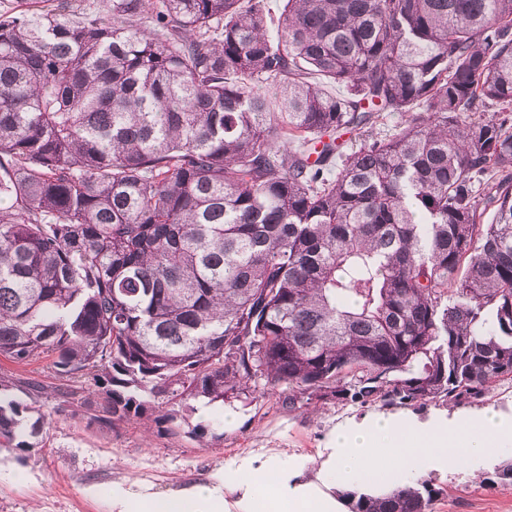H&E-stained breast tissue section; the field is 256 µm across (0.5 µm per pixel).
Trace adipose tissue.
I'll use <instances>...</instances> for the list:
<instances>
[{"mask_svg": "<svg viewBox=\"0 0 512 512\" xmlns=\"http://www.w3.org/2000/svg\"><path fill=\"white\" fill-rule=\"evenodd\" d=\"M330 452L314 478L296 459H247L213 474L208 483L158 496L123 481L112 486V512H342L336 489L368 484L373 475L409 482L422 473L462 467L512 450V413L461 412L427 420L381 412L331 432ZM242 496L224 499L228 486Z\"/></svg>", "mask_w": 512, "mask_h": 512, "instance_id": "adipose-tissue-1", "label": "adipose tissue"}]
</instances>
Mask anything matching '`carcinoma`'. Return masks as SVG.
Masks as SVG:
<instances>
[{"instance_id":"carcinoma-1","label":"carcinoma","mask_w":512,"mask_h":512,"mask_svg":"<svg viewBox=\"0 0 512 512\" xmlns=\"http://www.w3.org/2000/svg\"><path fill=\"white\" fill-rule=\"evenodd\" d=\"M22 2L0 11V358L62 383L0 372V448L44 447L75 377L109 429L252 390L460 407L512 382V0Z\"/></svg>"}]
</instances>
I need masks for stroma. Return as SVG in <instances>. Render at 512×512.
I'll return each mask as SVG.
<instances>
[{"instance_id": "obj_1", "label": "stroma", "mask_w": 512, "mask_h": 512, "mask_svg": "<svg viewBox=\"0 0 512 512\" xmlns=\"http://www.w3.org/2000/svg\"><path fill=\"white\" fill-rule=\"evenodd\" d=\"M173 432L144 422H121L112 428L89 424L93 404L70 400L66 412L46 425V445L18 454L0 450V512H112L113 483L141 484L165 495L207 482L234 460L266 451L296 456L315 471L327 455L330 430L337 423L381 412V403L335 400L288 405L282 394L253 393L249 401L224 405L193 404ZM213 429L197 439L196 424ZM501 457H483L461 468L429 473L445 490L432 512H512V486L492 489L480 481Z\"/></svg>"}]
</instances>
